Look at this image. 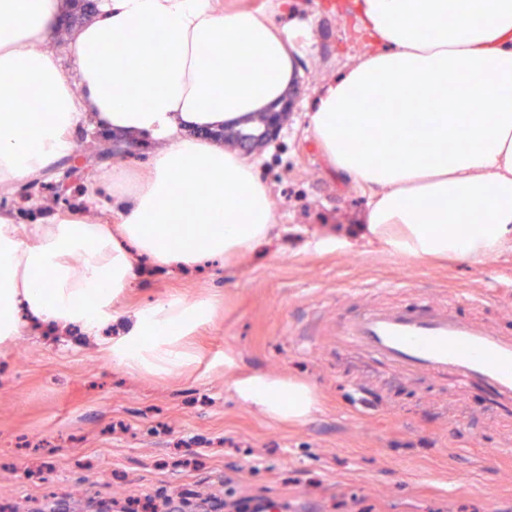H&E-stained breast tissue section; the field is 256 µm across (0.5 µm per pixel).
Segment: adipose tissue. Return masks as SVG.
Segmentation results:
<instances>
[{"label": "adipose tissue", "mask_w": 512, "mask_h": 512, "mask_svg": "<svg viewBox=\"0 0 512 512\" xmlns=\"http://www.w3.org/2000/svg\"><path fill=\"white\" fill-rule=\"evenodd\" d=\"M70 0H0V187L70 155L75 135L108 131L152 144L145 171L113 164L85 187L92 213L34 224L0 213V341L28 316L95 330L137 275L135 262L232 264L267 242L270 191L255 161L225 148L224 126L271 111L303 75L307 20L275 24L224 0H97L90 21L54 37ZM371 52L306 113L329 163L359 185L364 236L420 260H482L512 242V0H352ZM427 101L422 154L406 104ZM372 128L373 136L356 140ZM210 300L173 297L128 312L119 364L171 372ZM239 401L299 423L310 388L256 374Z\"/></svg>", "instance_id": "ef3b65f1"}]
</instances>
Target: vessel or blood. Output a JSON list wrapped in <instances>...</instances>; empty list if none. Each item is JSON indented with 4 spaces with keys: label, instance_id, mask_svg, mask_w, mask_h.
<instances>
[{
    "label": "vessel or blood",
    "instance_id": "1",
    "mask_svg": "<svg viewBox=\"0 0 512 512\" xmlns=\"http://www.w3.org/2000/svg\"><path fill=\"white\" fill-rule=\"evenodd\" d=\"M321 333L402 375L423 373L466 392L479 391L492 411L512 414V335L430 297L410 306H369L337 317Z\"/></svg>",
    "mask_w": 512,
    "mask_h": 512
}]
</instances>
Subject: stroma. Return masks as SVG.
<instances>
[{"instance_id": "1", "label": "stroma", "mask_w": 512, "mask_h": 512, "mask_svg": "<svg viewBox=\"0 0 512 512\" xmlns=\"http://www.w3.org/2000/svg\"><path fill=\"white\" fill-rule=\"evenodd\" d=\"M310 19L313 50L290 93L279 135L252 151L277 225L231 270L153 268L116 303L126 312L173 296L211 299L212 319L183 343L192 359L172 373L118 365L111 325L87 336L23 328L0 343V512H126L129 499L181 493L182 512H223L224 473L288 512H512L511 418L490 417L482 393L458 396L316 339L295 345L315 314L429 296L512 334V243L475 261L393 255L355 230L366 202L314 144L304 113L320 89L371 46L351 0H283ZM333 236L340 247L315 244ZM399 288L379 292V285ZM263 373L309 385L317 409L277 422L234 397L236 379ZM372 388L359 402L355 384ZM208 448L202 467L186 449Z\"/></svg>"}]
</instances>
